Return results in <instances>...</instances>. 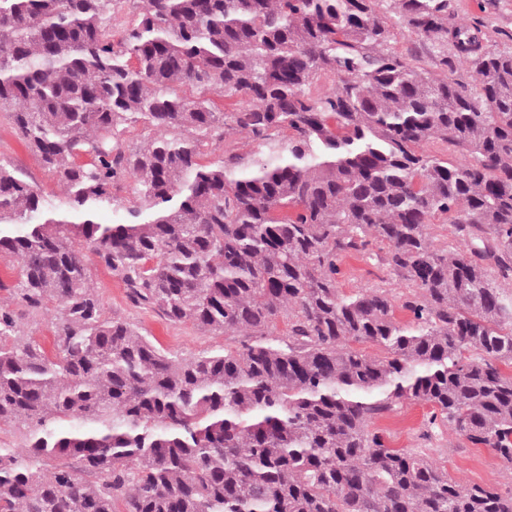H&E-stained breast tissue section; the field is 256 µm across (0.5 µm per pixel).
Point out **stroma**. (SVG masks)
<instances>
[{
	"instance_id": "obj_1",
	"label": "stroma",
	"mask_w": 512,
	"mask_h": 512,
	"mask_svg": "<svg viewBox=\"0 0 512 512\" xmlns=\"http://www.w3.org/2000/svg\"><path fill=\"white\" fill-rule=\"evenodd\" d=\"M450 15L456 22H478L484 43L512 47V0H450ZM0 159L10 162L28 180L37 183L51 199L62 194L60 186L25 149L19 140L9 112H0ZM339 286L345 293L380 287L400 298L410 286L374 260L362 256L344 259ZM92 284L103 300L105 317L118 316L142 334L153 338L167 352L188 357L207 349L223 347L224 335H206L193 324L172 323L155 312L134 305L121 281L100 265L91 267ZM431 409L418 403H406L377 421L390 447L421 450L444 466L459 481L505 488L512 486V468L487 448L473 446L451 429L428 430Z\"/></svg>"
}]
</instances>
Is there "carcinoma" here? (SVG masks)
Returning <instances> with one entry per match:
<instances>
[{"label": "carcinoma", "instance_id": "cac0c4a2", "mask_svg": "<svg viewBox=\"0 0 512 512\" xmlns=\"http://www.w3.org/2000/svg\"><path fill=\"white\" fill-rule=\"evenodd\" d=\"M448 7L0 0V108L62 188L0 160V257L21 268L0 280V425L24 439L0 447V512H512V488L374 428L426 404L512 467V48ZM383 8L435 71L390 48ZM231 131L257 150L205 160ZM435 139L467 159L420 152ZM353 254L417 288L408 321L385 290H340ZM92 260L133 303L238 340L161 349L104 317ZM52 308L48 351L21 316ZM427 233L436 248H449L456 244L452 226L448 224V219L445 216L432 218L431 224H428Z\"/></svg>", "mask_w": 512, "mask_h": 512}]
</instances>
